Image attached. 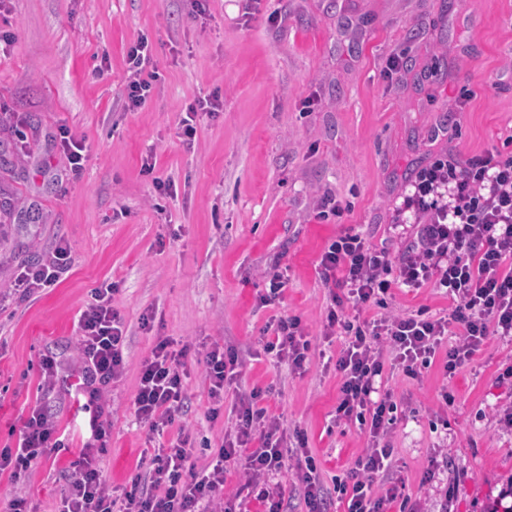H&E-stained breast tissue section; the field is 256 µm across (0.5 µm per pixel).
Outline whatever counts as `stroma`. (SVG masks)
<instances>
[{
	"label": "stroma",
	"mask_w": 512,
	"mask_h": 512,
	"mask_svg": "<svg viewBox=\"0 0 512 512\" xmlns=\"http://www.w3.org/2000/svg\"><path fill=\"white\" fill-rule=\"evenodd\" d=\"M0 30L15 35L0 54V449L14 445L35 406L67 445L24 482L0 474V501L22 491L38 512H57L86 439L67 379L78 364V318L93 290L112 282L126 369L105 389L109 483L122 486L149 466L148 431L131 402L141 360L156 337L169 336L224 345L242 362L214 420L208 386L187 363L180 422L199 461L233 426L238 395L263 389L269 414L305 434L331 512H344L334 481L369 437L336 421L341 378L328 358L343 339L321 336L330 298L320 255L348 228L404 250L392 226L411 220L404 200L423 170L450 154H512V0H208L202 16L194 0H7ZM142 38L160 79L132 110L127 51ZM213 93L219 111L198 114L194 142L184 144L188 106ZM63 126L88 147L78 178L57 146ZM157 179L173 182L174 194H158ZM326 195L342 217H320ZM60 240L72 252L69 271L19 299L16 276ZM272 265L288 284L265 306L261 273ZM450 306L428 283L393 289L386 307L363 316H440ZM288 316L301 318L318 350L301 375L262 350L269 323ZM45 355L61 366L50 391L39 368ZM511 365L512 340L493 336L452 377L438 363L416 379L384 367L380 386L398 404L386 478L404 484L388 512L405 502L421 512L512 505V427L501 420L512 408V379L502 376Z\"/></svg>",
	"instance_id": "obj_1"
}]
</instances>
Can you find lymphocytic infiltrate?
I'll use <instances>...</instances> for the list:
<instances>
[{
	"label": "lymphocytic infiltrate",
	"mask_w": 512,
	"mask_h": 512,
	"mask_svg": "<svg viewBox=\"0 0 512 512\" xmlns=\"http://www.w3.org/2000/svg\"><path fill=\"white\" fill-rule=\"evenodd\" d=\"M149 59L147 40L130 47L129 108L141 107L149 97L152 83L141 76ZM412 201L424 218L412 224L413 240L402 255L394 258L387 250L373 249L350 229L327 244L318 264L321 281L332 291L322 335L345 332L335 362L341 375L336 418L357 420L371 437L370 447L335 486L346 512H385L399 496L394 486L382 494L375 490L393 455L386 441L393 423L392 395L376 388L384 353H391L394 365L408 377H417L438 359L452 376L472 363L490 337H512V156L488 151L463 162L453 156L437 160L420 174ZM70 264L69 249L58 247L49 259L24 268L14 288L27 296L53 287ZM428 282L451 300L447 314L390 313L361 319V312L381 303L393 286L418 288ZM116 290L112 283L94 289L92 302L78 319L81 369L70 388L89 415L88 437L71 463L59 512H235L234 499L224 495V465L231 460L241 468L243 489L263 512H282L286 486L281 477L288 472L303 486L308 512H327L319 469L304 433L288 431L280 418L259 407L261 390L238 399L234 428L205 465L197 463L188 430L166 438L186 402L190 352L189 345H176L167 336L157 337L141 361L133 400L137 419L160 439L152 469L148 478L134 476L121 493L110 490L100 466L109 436L102 401L105 386L126 366L125 328L112 307ZM448 336L453 342L447 346L443 340ZM263 350L300 375L310 361L312 343L300 318L293 316L277 321L263 340ZM198 354L214 420L224 410L226 385L238 375V355L216 343ZM64 446L55 421L41 408H31L15 447L0 450V473L22 481L35 461Z\"/></svg>",
	"instance_id": "lymphocytic-infiltrate-1"
}]
</instances>
